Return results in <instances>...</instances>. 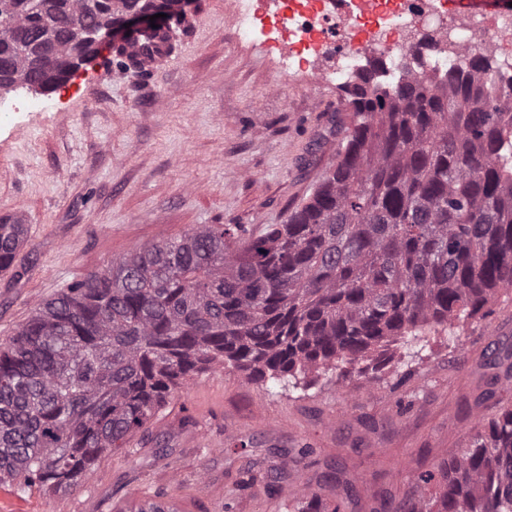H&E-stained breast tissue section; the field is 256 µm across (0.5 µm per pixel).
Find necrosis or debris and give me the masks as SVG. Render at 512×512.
Returning <instances> with one entry per match:
<instances>
[{"label":"necrosis or debris","mask_w":512,"mask_h":512,"mask_svg":"<svg viewBox=\"0 0 512 512\" xmlns=\"http://www.w3.org/2000/svg\"><path fill=\"white\" fill-rule=\"evenodd\" d=\"M239 38L279 51V79L303 76L315 60L348 82L373 59L393 61L425 45L438 69L469 52L489 64L488 76L512 89V10L449 7L448 0H233Z\"/></svg>","instance_id":"1"}]
</instances>
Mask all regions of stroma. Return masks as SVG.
<instances>
[{
  "label": "stroma",
  "instance_id": "obj_1",
  "mask_svg": "<svg viewBox=\"0 0 512 512\" xmlns=\"http://www.w3.org/2000/svg\"><path fill=\"white\" fill-rule=\"evenodd\" d=\"M173 44L147 72L100 50L97 81L73 78L0 122V219L27 232L0 272V339L133 248L200 224L284 223L335 163L350 118L340 83L315 66L277 84L276 49L239 39L232 0H192ZM423 334L360 371L318 370L305 389L195 375L85 483L0 485V512H120L148 498L180 512H297L309 493L340 512H399L434 495L420 473L512 407L489 366L512 354V289L487 316Z\"/></svg>",
  "mask_w": 512,
  "mask_h": 512
}]
</instances>
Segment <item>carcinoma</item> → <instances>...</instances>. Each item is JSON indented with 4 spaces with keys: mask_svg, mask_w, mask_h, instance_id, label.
I'll use <instances>...</instances> for the list:
<instances>
[{
    "mask_svg": "<svg viewBox=\"0 0 512 512\" xmlns=\"http://www.w3.org/2000/svg\"><path fill=\"white\" fill-rule=\"evenodd\" d=\"M132 0H0V74L45 91L84 31ZM51 39L34 71L19 47ZM342 86L352 112L334 163L282 224H201L135 248L43 301L0 341V484L66 491L127 447L190 377L231 368L296 388L355 367L421 323L453 328L512 288V114L480 57L439 75ZM25 225L0 221V271ZM418 481L407 512H512V408Z\"/></svg>",
    "mask_w": 512,
    "mask_h": 512,
    "instance_id": "carcinoma-1",
    "label": "carcinoma"
}]
</instances>
